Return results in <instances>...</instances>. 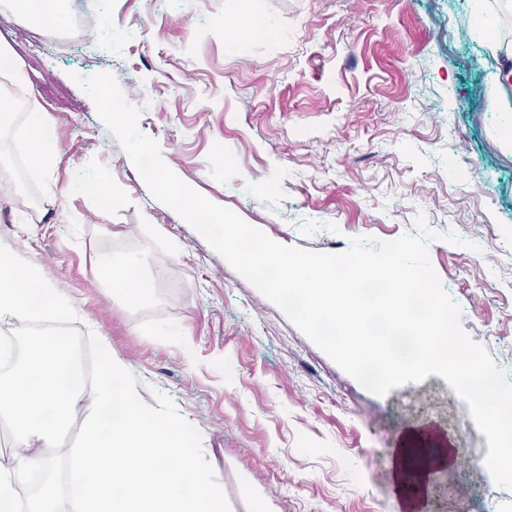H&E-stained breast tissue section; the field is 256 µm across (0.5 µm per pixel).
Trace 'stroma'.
Listing matches in <instances>:
<instances>
[{
	"label": "stroma",
	"mask_w": 512,
	"mask_h": 512,
	"mask_svg": "<svg viewBox=\"0 0 512 512\" xmlns=\"http://www.w3.org/2000/svg\"><path fill=\"white\" fill-rule=\"evenodd\" d=\"M89 45L45 54L0 29L19 94L57 143L29 169L0 131V171L23 169L36 215L0 178V255L72 299L69 323L112 344L148 418L182 430L223 512H403L388 473L402 433L429 426L485 457L467 404L440 376L363 388L156 200L76 76L111 72L139 129L191 188L270 239L339 253L352 237L429 228L431 264L467 334L512 380V122L497 100L471 0H84ZM262 19L275 35L238 44ZM105 176L113 199L89 189ZM140 259L153 297L125 300L96 262ZM418 512H512L487 467L451 463Z\"/></svg>",
	"instance_id": "stroma-1"
}]
</instances>
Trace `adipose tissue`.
Here are the masks:
<instances>
[{
  "instance_id": "1",
  "label": "adipose tissue",
  "mask_w": 512,
  "mask_h": 512,
  "mask_svg": "<svg viewBox=\"0 0 512 512\" xmlns=\"http://www.w3.org/2000/svg\"><path fill=\"white\" fill-rule=\"evenodd\" d=\"M100 264L113 287L127 298H147L136 258L102 253ZM74 302L60 296L28 266L0 259V322L25 328L33 317L58 320L74 315ZM103 381L87 389L74 379V348L69 339L30 335L20 362L0 375V417L13 425L15 448L0 463V512H17L20 488L31 472L42 484L29 489L26 512H60L67 494L78 512H222L223 492L200 469L195 452L172 426L149 421L125 370L113 364L110 343H103ZM85 408L82 447L69 463L65 491L55 486L58 434L77 408ZM419 434L408 431L397 448L394 475L421 471L422 462L449 461L448 448H419Z\"/></svg>"
}]
</instances>
